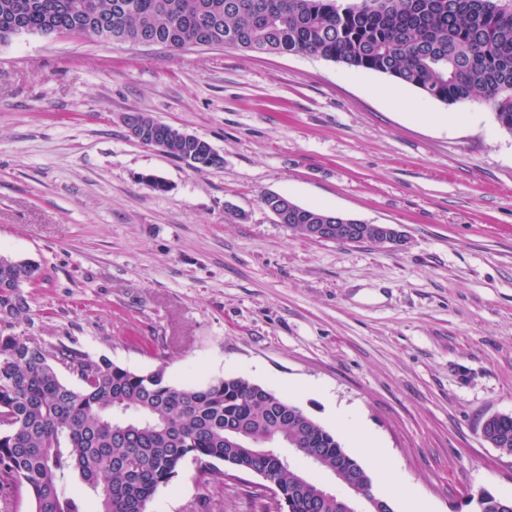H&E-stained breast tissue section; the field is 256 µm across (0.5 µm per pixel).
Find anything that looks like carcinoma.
Returning a JSON list of instances; mask_svg holds the SVG:
<instances>
[{"label": "carcinoma", "instance_id": "cac0c4a2", "mask_svg": "<svg viewBox=\"0 0 512 512\" xmlns=\"http://www.w3.org/2000/svg\"><path fill=\"white\" fill-rule=\"evenodd\" d=\"M504 0H0V42L22 32L153 40L178 51L189 43L254 53H306L386 74L447 104L481 98L512 133V7ZM167 155H203L151 123ZM284 223L305 234L329 212L281 196ZM37 268L0 260V489H25L33 512H85L75 485L97 499L96 512H144L190 458L224 482L218 460L265 475L288 499V512H361L355 487L369 473L328 431L275 391L244 377L175 384L164 367L135 372L105 357L60 346L47 350L15 331L29 319ZM76 374L65 381L59 369ZM484 438L512 453V414L484 423ZM265 448H287L295 461ZM331 472L350 496H326L298 462ZM503 499L479 494L476 512H502Z\"/></svg>", "mask_w": 512, "mask_h": 512}]
</instances>
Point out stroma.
I'll return each mask as SVG.
<instances>
[{
  "instance_id": "stroma-1",
  "label": "stroma",
  "mask_w": 512,
  "mask_h": 512,
  "mask_svg": "<svg viewBox=\"0 0 512 512\" xmlns=\"http://www.w3.org/2000/svg\"><path fill=\"white\" fill-rule=\"evenodd\" d=\"M321 58L171 51L21 33L0 43V253L31 261L20 331L136 372L242 376L345 440L355 407L423 512L512 499V454L481 428L512 414V134ZM143 112L208 141L196 169L133 139ZM153 174L167 189L140 178ZM267 194L407 244L309 240ZM264 479L186 460L151 512H252Z\"/></svg>"
}]
</instances>
